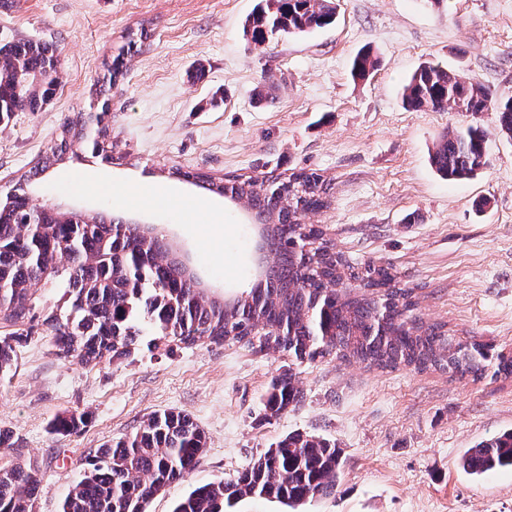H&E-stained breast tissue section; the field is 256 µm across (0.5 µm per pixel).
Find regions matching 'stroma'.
<instances>
[{"mask_svg":"<svg viewBox=\"0 0 512 512\" xmlns=\"http://www.w3.org/2000/svg\"><path fill=\"white\" fill-rule=\"evenodd\" d=\"M255 4L0 0V44L27 37L56 46L60 59L50 100L0 124V193L50 155L67 116L93 111L89 90L105 75L103 60L146 25L152 36L124 58L104 120L113 162L84 145L51 170L33 204L63 206L64 190L80 182L73 198L83 213L153 225L205 295L221 301L256 275L251 211L171 170L216 179L313 171L331 191L327 208L304 223L322 225L349 261L392 265L423 321L512 352V138L493 111L412 112L401 100L405 80L427 61L512 95V0H336L335 23L260 48L243 33ZM364 49L378 67L358 83L351 63ZM199 64L206 76L196 81ZM468 124L484 130L489 163L470 179L441 178L429 153ZM63 293L55 281L36 285L28 339L0 374V427L13 431L42 481L34 512H60L97 448L169 410L189 415L207 444L147 512H172L195 487L233 479L297 432L341 448L333 494L295 511L246 497L232 512H512L511 470L475 478L460 466L468 448L512 429V378L370 370L330 356L299 364L228 342L144 345L83 366L56 356L43 323ZM287 369L303 398L264 419L270 384ZM72 412L86 416L80 431L52 433L53 420Z\"/></svg>","mask_w":512,"mask_h":512,"instance_id":"stroma-1","label":"stroma"}]
</instances>
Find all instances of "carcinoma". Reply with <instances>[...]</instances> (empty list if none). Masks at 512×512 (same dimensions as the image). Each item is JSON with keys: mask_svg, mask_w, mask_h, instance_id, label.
Wrapping results in <instances>:
<instances>
[{"mask_svg": "<svg viewBox=\"0 0 512 512\" xmlns=\"http://www.w3.org/2000/svg\"><path fill=\"white\" fill-rule=\"evenodd\" d=\"M333 0H259L243 30L260 46L282 35L332 22ZM142 37L130 38L126 53ZM124 53V54H126ZM124 54L105 63L106 84L95 89L101 111L78 112L62 126L52 154L0 195V318L16 325L33 306L32 286L58 279L64 288L59 311L44 320L57 355L84 365L129 356L141 344L142 321L160 338L193 345L201 339L244 343L260 352H281L299 362L327 356L375 369H435L481 378L512 376V354L494 355L482 343L453 342L443 324H426L414 313L415 293L400 287L389 266H353L333 250L321 228L302 222L305 212L327 207L319 175L305 171L285 179L233 177L216 180L179 169L171 175L194 182L229 200L247 199L262 248L274 253L251 288L232 308L208 299L173 255L163 235L137 224H114L98 216L38 207L31 202L43 174L85 143L87 130L103 133L108 92L123 67ZM58 55L46 43L17 38L0 45V123L16 112H35L58 83ZM377 69L369 52L358 54L352 74L367 80ZM409 111L455 109L497 113L500 131L512 136V96H497L447 67L426 63L404 85ZM431 162L448 180L475 176L488 164L487 140L477 126L455 129L436 143ZM67 261L58 265L57 259ZM23 333L0 336V373L9 370ZM302 398L291 371L272 381L264 417L277 418ZM84 416L68 414L53 424L57 434L81 429ZM206 446L202 430L175 411L154 414L133 434L97 449L90 469L69 491L61 512H146L149 501L196 466ZM0 448L15 461L0 466V512H33L41 489L38 470L22 458L14 433L0 427ZM470 474L512 469V430L466 451ZM341 449L319 436L290 434L230 482L196 487L173 512H224L246 496L300 505L336 489Z\"/></svg>", "mask_w": 512, "mask_h": 512, "instance_id": "carcinoma-1", "label": "carcinoma"}]
</instances>
